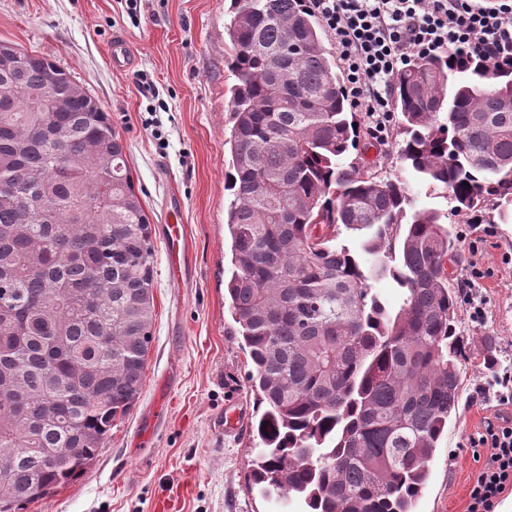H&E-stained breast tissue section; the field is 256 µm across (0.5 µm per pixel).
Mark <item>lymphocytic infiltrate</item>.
Returning a JSON list of instances; mask_svg holds the SVG:
<instances>
[{
	"instance_id": "f902f5d3",
	"label": "lymphocytic infiltrate",
	"mask_w": 512,
	"mask_h": 512,
	"mask_svg": "<svg viewBox=\"0 0 512 512\" xmlns=\"http://www.w3.org/2000/svg\"><path fill=\"white\" fill-rule=\"evenodd\" d=\"M333 36L346 72L344 95L387 143L393 79L412 59L450 52L493 68L512 67V0H309ZM489 449L469 493L468 512H497L512 488V415L472 439Z\"/></svg>"
}]
</instances>
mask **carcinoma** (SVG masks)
I'll use <instances>...</instances> for the list:
<instances>
[{
	"instance_id": "cac0c4a2",
	"label": "carcinoma",
	"mask_w": 512,
	"mask_h": 512,
	"mask_svg": "<svg viewBox=\"0 0 512 512\" xmlns=\"http://www.w3.org/2000/svg\"><path fill=\"white\" fill-rule=\"evenodd\" d=\"M230 276L224 288L263 412L252 484L306 512H414L461 401L455 227L512 220V68L415 58L393 99L403 174L347 161L372 146L308 0H231ZM75 77L25 49L0 60V512L82 475L140 397L155 246L125 145ZM68 129L61 144L51 128ZM112 211L83 205L90 186ZM389 278L398 309L373 292Z\"/></svg>"
}]
</instances>
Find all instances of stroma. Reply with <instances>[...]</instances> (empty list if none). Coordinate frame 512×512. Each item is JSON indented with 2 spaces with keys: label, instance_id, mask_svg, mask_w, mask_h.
Listing matches in <instances>:
<instances>
[{
  "label": "stroma",
  "instance_id": "obj_1",
  "mask_svg": "<svg viewBox=\"0 0 512 512\" xmlns=\"http://www.w3.org/2000/svg\"><path fill=\"white\" fill-rule=\"evenodd\" d=\"M230 0H0V41L56 60L100 101L126 146L135 188L153 218L155 316L140 398L116 420L94 463L79 478L23 512H298L249 485L248 433L227 437L215 423L231 399L254 402L242 346L225 297L231 240L224 224L231 196L226 144L232 122L224 63ZM124 36L133 65L110 62ZM418 203L443 212L460 235L454 283L480 271L487 318L459 313L468 356L459 414L436 450L415 512H467L483 463L470 439L497 407L476 399L494 354L512 360V223H475L450 214L440 193L421 189ZM183 224L192 242L188 284H174L164 246L166 225ZM156 434L140 446L142 427Z\"/></svg>",
  "mask_w": 512,
  "mask_h": 512
}]
</instances>
